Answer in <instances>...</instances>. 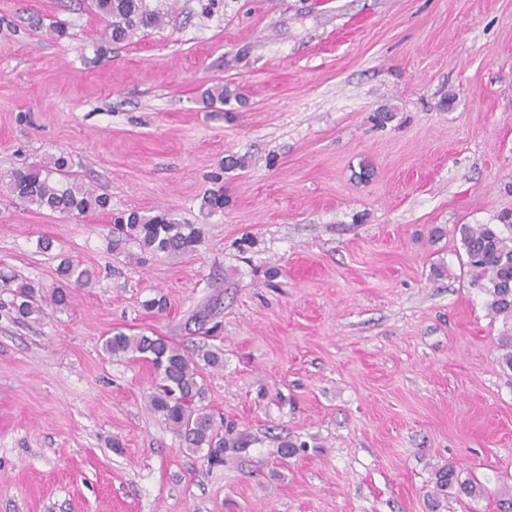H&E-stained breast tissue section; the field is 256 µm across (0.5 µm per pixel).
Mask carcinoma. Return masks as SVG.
<instances>
[{
    "label": "carcinoma",
    "instance_id": "1",
    "mask_svg": "<svg viewBox=\"0 0 512 512\" xmlns=\"http://www.w3.org/2000/svg\"><path fill=\"white\" fill-rule=\"evenodd\" d=\"M95 11L106 22L105 39L113 44L127 41L138 31L162 25L164 12L151 7L149 0H92ZM238 93L224 84H215L202 92L203 100L227 103ZM12 191L23 202L54 213L79 216L109 205L107 197L86 187L72 176L68 160L50 157L39 166L16 171L11 178ZM112 233L134 241L141 251L153 255L177 256L195 251L202 230L195 224H178L159 211L144 215L131 211L114 220ZM461 239L472 281L488 295L489 310L512 320V224L463 226ZM61 285L46 291L23 281L15 290L13 310L16 318L28 320L43 313L44 306L65 309L71 302L70 289L91 282L94 273L82 263L66 259L57 268ZM104 350L114 356L132 355L152 364L160 382L149 394L151 409L160 414L166 426L182 437L187 450H206L207 461L224 463V453L243 450L250 441L234 424L217 425L210 414L198 406L203 398L201 373L192 357L162 336H130L117 331L105 338ZM441 488H456L457 493L475 498L480 487L459 480L450 464L438 471Z\"/></svg>",
    "mask_w": 512,
    "mask_h": 512
}]
</instances>
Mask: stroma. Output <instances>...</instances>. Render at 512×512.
Listing matches in <instances>:
<instances>
[{
	"label": "stroma",
	"mask_w": 512,
	"mask_h": 512,
	"mask_svg": "<svg viewBox=\"0 0 512 512\" xmlns=\"http://www.w3.org/2000/svg\"><path fill=\"white\" fill-rule=\"evenodd\" d=\"M155 4L111 45L91 0H0V512H501L512 320L460 228L512 214V0ZM218 82L240 99L203 103ZM59 155L108 210L13 195ZM160 209L202 226L193 253L114 242V216ZM65 258L91 283L16 321L17 283L53 288ZM115 331L198 361L247 451H186ZM448 464L483 494L437 488Z\"/></svg>",
	"instance_id": "obj_1"
}]
</instances>
